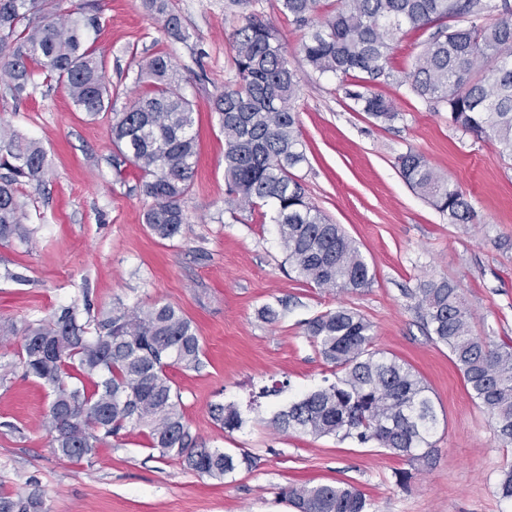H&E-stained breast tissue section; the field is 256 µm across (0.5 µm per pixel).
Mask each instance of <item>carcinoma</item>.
I'll return each instance as SVG.
<instances>
[{
  "instance_id": "cac0c4a2",
  "label": "carcinoma",
  "mask_w": 512,
  "mask_h": 512,
  "mask_svg": "<svg viewBox=\"0 0 512 512\" xmlns=\"http://www.w3.org/2000/svg\"><path fill=\"white\" fill-rule=\"evenodd\" d=\"M322 28L301 43L310 69L340 82L362 75L347 91L359 111L382 125L397 120L393 103L371 86L394 77L392 41L403 28L430 29L422 53L397 83L415 96L442 105L456 129L488 138L512 159V9L493 0H340ZM320 0H279L282 14L299 25L317 15ZM171 38H188L167 0H146ZM468 24H462V20ZM101 29L96 0L64 18L56 0H0V77L18 93L42 74L65 85L74 106L90 117L112 106V84L102 57L92 48ZM234 80L215 103L224 131L225 211L273 207L286 260L305 282L318 288L357 290L372 275L362 254L337 224L307 201L293 173L307 162L294 102L299 77L290 66L278 32L257 12L242 18L231 34ZM495 66L486 75L479 64ZM150 91L112 116L110 134L116 166L133 163L139 188L151 199L144 223L161 240L189 231L182 206L190 193L198 152L190 101L173 88L170 58L157 53L142 61L134 85ZM404 181L450 224H468L475 211L463 191L438 174L422 154L397 158ZM0 244H32L34 229L19 197V185L43 180L46 152L0 124ZM419 307L430 338L448 347L466 388L494 424L503 447L512 446V344L476 335L472 314L459 289L443 280L420 289ZM306 334L334 368L336 381L288 402L270 419L282 432L315 438L370 441L409 462L434 451L430 437L438 417L428 388L412 366L373 346L372 325L344 307L315 316ZM203 347L192 321L172 304L129 310L114 306L95 315L91 305L73 303L50 319L22 329L18 352L24 375L51 393L43 426L54 452L72 462H92L96 450L127 428H145L160 457L187 469L224 477L249 455L198 443L185 420L169 370H198ZM215 422L229 432L243 419L233 403L210 406ZM495 493L512 501V462L500 470ZM297 512H368L357 488L320 484L281 491ZM0 512H48L35 489L14 497L0 494Z\"/></svg>"
}]
</instances>
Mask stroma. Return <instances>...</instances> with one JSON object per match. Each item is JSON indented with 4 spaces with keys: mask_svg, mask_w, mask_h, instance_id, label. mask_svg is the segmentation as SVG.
<instances>
[{
    "mask_svg": "<svg viewBox=\"0 0 512 512\" xmlns=\"http://www.w3.org/2000/svg\"><path fill=\"white\" fill-rule=\"evenodd\" d=\"M99 7L95 48L118 92L113 112L133 103L137 65L158 52L170 56L176 89L193 105L199 159L184 201L192 231L163 241L147 228L151 201L137 188L139 170L112 165L113 112L87 117L63 84L41 75L21 94L0 81V121L36 140L49 164L43 182L19 187L35 246L0 245V322L20 328L83 301L97 312L117 302L179 307L203 345L199 370L169 372L183 414L208 447L248 452L253 463L221 479L198 474L160 457L143 428L101 445L93 462L60 457L43 427L49 394L23 377L14 336L0 344V493L39 488L49 512H294L283 488L345 483L364 493L369 512H512L494 492L512 447L498 443L417 307L424 284L448 280L472 311L475 334L512 339V160L392 81L375 90L399 117L375 124L335 78L307 66L300 45L316 26L297 25L277 0H169L190 33L184 42L165 34L143 0H99ZM253 11L278 30L300 78L295 109L308 161L296 174L310 201L359 247L369 287L340 292L298 279L270 218L224 210V133L214 102L234 76L229 35ZM410 150L461 188L476 223H449L409 188L396 160ZM266 305L278 311L276 321L262 318ZM339 306L362 314L375 348L409 363L428 386L438 415L430 461L269 426L273 410L331 378L305 323ZM277 380L286 388L251 407L253 393ZM217 401L238 403L246 424L222 430L209 414Z\"/></svg>",
    "mask_w": 512,
    "mask_h": 512,
    "instance_id": "obj_1",
    "label": "stroma"
}]
</instances>
